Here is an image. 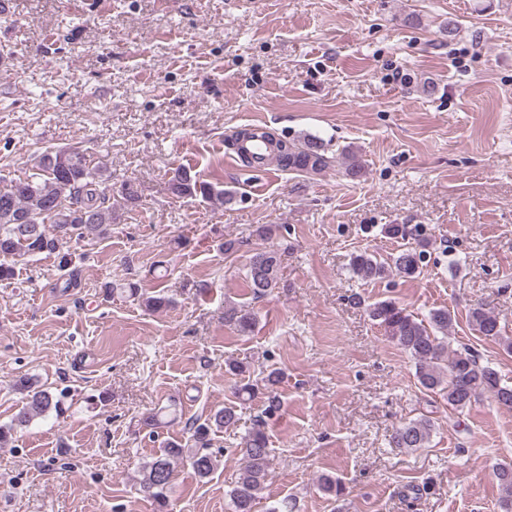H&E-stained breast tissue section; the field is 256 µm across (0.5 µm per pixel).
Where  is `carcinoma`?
Returning a JSON list of instances; mask_svg holds the SVG:
<instances>
[{
	"label": "carcinoma",
	"mask_w": 512,
	"mask_h": 512,
	"mask_svg": "<svg viewBox=\"0 0 512 512\" xmlns=\"http://www.w3.org/2000/svg\"><path fill=\"white\" fill-rule=\"evenodd\" d=\"M265 137L277 152L279 165L288 171L313 176L333 166L334 158L327 155L318 139L287 144L269 132ZM170 189L180 198L201 195L217 197L225 203L235 199L233 193L214 189L186 168L176 171ZM111 192L109 177L103 170L90 166L79 149L47 151L35 165L34 173L0 187V257L7 260L47 252L57 255L62 267H69L72 256L66 250L64 238L106 235L112 224V206L108 205ZM49 224L55 226L56 233L48 231ZM281 256L280 249L270 246L249 259L245 280L253 296L263 297L280 287ZM421 258L422 253L413 248L398 252L389 262L364 251L351 257L350 267L353 274L365 282L383 279L391 270L413 277L420 271ZM370 315L384 335L415 361L420 387L426 392L444 395L451 410L463 411L485 392L492 394L498 404L512 408V386L501 384L497 371L482 364L471 347L464 344L448 350V335L455 322V315L449 309H434L427 317L420 318L398 303L384 300L373 305ZM469 319L481 336L497 340L512 351V338L504 335L498 317L490 310L474 307ZM224 320L244 333L255 325L254 316L242 306L225 309ZM277 378V372L261 370L255 378L236 388L237 397L242 400L263 393L267 406L265 417L257 419L239 443L244 467L230 491L233 512H254L258 494L267 480L271 450L265 424L266 418L273 416L280 407L274 390ZM15 387L25 394V403L15 415L16 424L26 426L35 416L51 409L62 411L61 400L44 386L20 378ZM238 421L233 405L213 410L202 423L191 426L195 442L193 452L186 455L180 444L169 442L142 467L139 485L155 503L156 512H169L175 465L186 459L198 477H209L216 467V456L209 452L211 433ZM434 428L429 418L412 420L395 431L391 443L410 451L424 448ZM494 478L505 494L501 507L504 512H512V466L497 467Z\"/></svg>",
	"instance_id": "carcinoma-1"
}]
</instances>
